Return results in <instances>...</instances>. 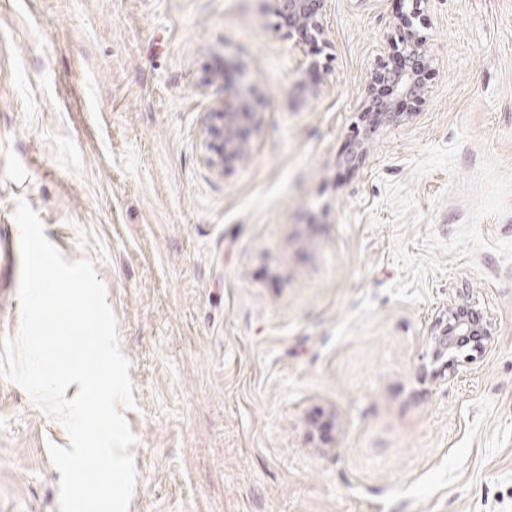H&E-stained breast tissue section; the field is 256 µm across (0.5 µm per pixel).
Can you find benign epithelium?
<instances>
[{
	"mask_svg": "<svg viewBox=\"0 0 512 512\" xmlns=\"http://www.w3.org/2000/svg\"><path fill=\"white\" fill-rule=\"evenodd\" d=\"M280 26L297 42L325 41L327 0H274ZM409 47L422 51V42L409 19L402 21V28L392 40L395 52ZM400 93L418 101L422 97V86L413 70L404 69L392 75ZM256 96L254 89L239 82H224V100L220 108L205 112L201 117L204 135V162L213 171L224 173V168L244 161L251 152V132L257 122ZM493 336V325L483 314L477 319L464 316L462 305L448 307V322L435 337L437 348L450 354L464 348L466 338L476 339L467 360L481 353L485 342Z\"/></svg>",
	"mask_w": 512,
	"mask_h": 512,
	"instance_id": "obj_1",
	"label": "benign epithelium"
}]
</instances>
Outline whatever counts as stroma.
<instances>
[{
    "instance_id": "35a3bbf8",
    "label": "stroma",
    "mask_w": 512,
    "mask_h": 512,
    "mask_svg": "<svg viewBox=\"0 0 512 512\" xmlns=\"http://www.w3.org/2000/svg\"><path fill=\"white\" fill-rule=\"evenodd\" d=\"M412 0H0V338L15 198L93 261L130 363L129 512H512V0H421L422 101L367 112ZM318 67H309V60ZM256 86L212 172L216 69ZM495 327L455 374L451 304ZM65 427L0 375V512H59ZM280 26L298 43H325L327 0H274ZM224 63V100L220 108L203 113L204 162L213 171L244 161L251 152V132L257 122L256 96L247 84L227 82Z\"/></svg>"
}]
</instances>
